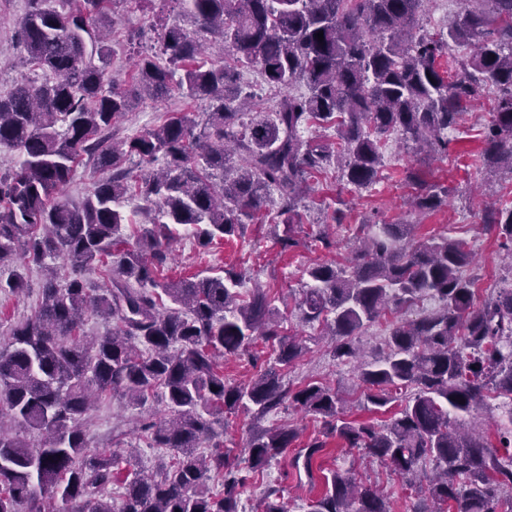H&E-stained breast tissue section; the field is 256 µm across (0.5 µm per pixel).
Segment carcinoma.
Wrapping results in <instances>:
<instances>
[{"mask_svg":"<svg viewBox=\"0 0 512 512\" xmlns=\"http://www.w3.org/2000/svg\"><path fill=\"white\" fill-rule=\"evenodd\" d=\"M115 2L74 0L59 11L51 0H27L18 40L35 78L0 95V151L22 155L0 174V270H8L0 293L26 291L32 270L42 277L36 308L0 347V512H54L58 500L71 512H114L115 484L123 489L119 512H241L249 475L263 473L296 432L254 435L232 459L220 441L224 418L260 417L286 399L325 419L323 437L300 452L306 470L336 437L392 467L410 488L419 464L432 463L435 474L411 512H512V498L502 499L512 493V409L495 444L459 419L491 390L512 397V288L475 306L474 281L461 275L473 260L463 243L446 235L416 243L413 224H360L348 265L305 269L311 285L299 308L336 337L341 361L357 357L353 337L386 310L424 297L440 303L394 323L385 358L361 367L365 400L377 408L415 390L382 426L345 419L344 400L321 383L285 387L283 370L303 345L284 333L267 291L257 287L241 303L233 269L165 274L173 227H193L204 248L221 243L263 216L272 190L284 225L277 243L296 247L304 189L331 159L362 187L376 180L381 135L445 151L448 130L489 83L500 96L482 155L490 168L512 169V0H475L433 35L419 27L426 0H180L198 32L220 39L226 58L200 62L205 47L194 33L166 26L127 88L108 74L105 29ZM453 44L474 50L443 70L439 59ZM250 67L274 88L302 82L309 94L286 96L271 118L252 117L237 89L240 70ZM173 90L191 103L210 101L200 132L186 110L112 143L117 118ZM310 123L336 127L338 141L302 139ZM86 157L102 177L80 201L60 199ZM134 157L159 168L135 175L124 167ZM126 197L145 203L147 220L130 223L136 244L125 248ZM441 204L436 191L415 198L421 210ZM483 228L512 259V206L487 211ZM89 315L112 329L84 336ZM259 338L271 344L275 364L248 384L227 382L224 359ZM117 395L143 409L158 397L165 403L168 417L140 428L148 447L174 451L161 473L130 470L131 458L89 447L92 403ZM211 481L223 492L211 493ZM258 512L289 510L273 490ZM308 512L391 509L384 495L334 469Z\"/></svg>","mask_w":512,"mask_h":512,"instance_id":"1","label":"carcinoma"}]
</instances>
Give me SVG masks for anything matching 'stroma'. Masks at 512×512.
<instances>
[{
  "label": "stroma",
  "instance_id": "35a3bbf8",
  "mask_svg": "<svg viewBox=\"0 0 512 512\" xmlns=\"http://www.w3.org/2000/svg\"><path fill=\"white\" fill-rule=\"evenodd\" d=\"M25 10L26 0H0V95L7 94L29 75L18 64L22 49L16 37ZM164 23L187 29L193 26L189 15L174 0H116L112 8L110 74L117 83L124 86L130 83L138 53L156 46ZM497 96L496 89L491 88L467 104L463 121L448 133L447 155L414 154L398 135L392 134L382 140V167L377 183L366 188L348 185L334 165L312 179L311 190L304 199L303 223L296 230L299 244L293 250L280 251L275 243L280 229L270 222L247 224L243 234L208 249L199 246L192 228L179 227L168 244L170 276L216 275L232 268L242 275L240 292L256 287L269 290L276 298L278 318L285 332L301 337L306 344L305 353L286 372L285 383L293 389L311 381L335 388L348 401V421H388L404 406V399H396L377 410L364 409L361 401L365 389L358 378L360 362H375L384 357L387 321L374 322L359 333L360 361L337 360L333 355L335 340L322 335L318 324H307L301 319L298 302L308 281L305 270L315 263L343 261L354 244L357 225L412 224L416 227L417 240L445 233L466 242L474 261L464 273L476 280V303H483L501 288L512 287V271L501 260L500 239L486 234L481 227L486 201L512 205V171L503 169L496 175H487L481 156L482 131L493 116ZM185 108L191 109L198 123H205L208 102L189 105L174 93L139 102L118 120L112 132L120 139L131 137L142 128L159 125L166 113ZM411 170L421 174L426 186L447 189L446 203L423 214L412 211L409 199L417 188L406 178ZM337 209L342 210L344 218L331 236V247L326 248L316 236L324 224L331 222ZM30 282L26 293L0 295V346L6 345L11 324L29 315L37 302L38 276H31ZM272 362L269 348L259 341L247 354L226 359L224 376L230 382L245 383ZM510 409L512 399L493 394L479 410L465 415V424L492 440ZM146 417L124 399L115 397L91 412L86 435L91 446L108 444L118 452L125 451L128 445H137L136 460L140 467L154 471L162 449L137 444L139 428ZM282 425L295 428L298 437L262 475L248 482L241 494L243 512H255L271 489L279 490L289 499L291 512H307L310 499L323 488V474L333 469L352 471L357 482L387 495L395 512H409L411 494L388 467L365 457L357 449L345 447L337 439H329L326 451L316 459L312 470L297 465L295 458L299 450L318 434L322 425L291 403H283L259 419L245 413L231 419L224 430V445L243 447L257 432Z\"/></svg>",
  "mask_w": 512,
  "mask_h": 512
}]
</instances>
